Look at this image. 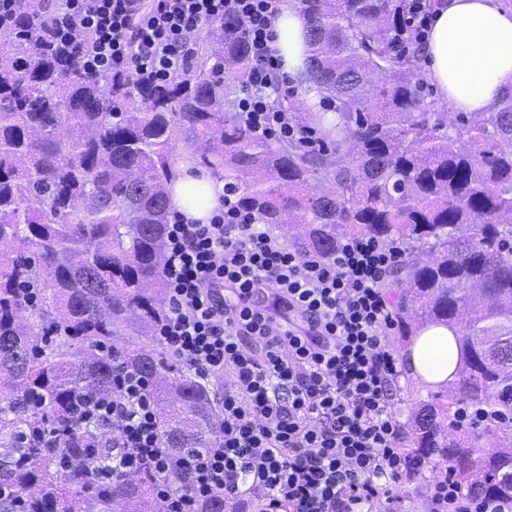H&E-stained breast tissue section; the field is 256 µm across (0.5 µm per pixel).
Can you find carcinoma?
<instances>
[{"mask_svg": "<svg viewBox=\"0 0 512 512\" xmlns=\"http://www.w3.org/2000/svg\"><path fill=\"white\" fill-rule=\"evenodd\" d=\"M310 21L307 66L335 118L309 112L322 147L305 150L256 137L231 96L250 70L242 23L224 18L188 74L152 86L94 77L38 41L28 11L0 30V482L32 512H76L79 471L51 473L19 438L33 418L25 395L47 401L49 420L97 438L100 428L69 414L79 392L112 388V343L122 329L155 327L163 289L168 224L166 182L177 134L200 143L203 164L224 172L242 208L263 224H300L301 246L318 254L345 234L410 243L388 275L401 336L437 326L454 336L458 359L448 383L457 401L492 402L512 414V374L489 362L484 337L512 335V93L480 119L459 113L449 127L430 111L416 78L407 0H295ZM72 123L59 137L62 118ZM355 152L335 161L343 143ZM43 295L37 318L67 331L81 360H50L47 330L19 323L33 310L23 289ZM120 355L153 380L161 438L174 451L203 448L218 410L208 389L146 351ZM401 447L447 464L470 494L501 497L512 475V422H493L450 440L453 416L441 395L423 406ZM144 475L94 487L83 512H162Z\"/></svg>", "mask_w": 512, "mask_h": 512, "instance_id": "carcinoma-1", "label": "carcinoma"}]
</instances>
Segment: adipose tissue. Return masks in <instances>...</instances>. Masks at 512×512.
I'll return each instance as SVG.
<instances>
[{
	"label": "adipose tissue",
	"mask_w": 512,
	"mask_h": 512,
	"mask_svg": "<svg viewBox=\"0 0 512 512\" xmlns=\"http://www.w3.org/2000/svg\"><path fill=\"white\" fill-rule=\"evenodd\" d=\"M433 23L423 52L427 77L442 101L457 112L495 111L512 93V5L505 0H432ZM271 48L282 68L306 99L316 107L320 96L306 75L307 19L284 6L272 20ZM224 175L192 158L183 160L167 188L169 209L184 223H209L224 207ZM457 361L448 328L434 327L403 353L408 377L432 389L449 380Z\"/></svg>",
	"instance_id": "ef3b65f1"
}]
</instances>
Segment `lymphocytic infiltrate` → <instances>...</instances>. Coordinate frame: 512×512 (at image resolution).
Listing matches in <instances>:
<instances>
[{"instance_id":"1","label":"lymphocytic infiltrate","mask_w":512,"mask_h":512,"mask_svg":"<svg viewBox=\"0 0 512 512\" xmlns=\"http://www.w3.org/2000/svg\"><path fill=\"white\" fill-rule=\"evenodd\" d=\"M280 0H57L33 17L43 42L85 73L147 86L189 72L205 29L243 24L252 66L237 103L254 135L313 146L309 130L273 102L288 84L269 48ZM398 240L343 237L319 255L288 246L243 210L233 189L209 223L169 222L166 302L154 335L170 365L224 386L210 444L164 448L147 379L115 360L112 390L82 393L75 416L108 426L116 452L95 485L149 474L163 512H202L208 499L253 512H399L402 480L420 461L399 442L391 398L399 375L388 345L395 318L386 278ZM267 296L270 307L259 304ZM24 447L54 449L75 466L70 431L50 427L46 404ZM430 512H512V498L465 492L448 472L430 485Z\"/></svg>"}]
</instances>
